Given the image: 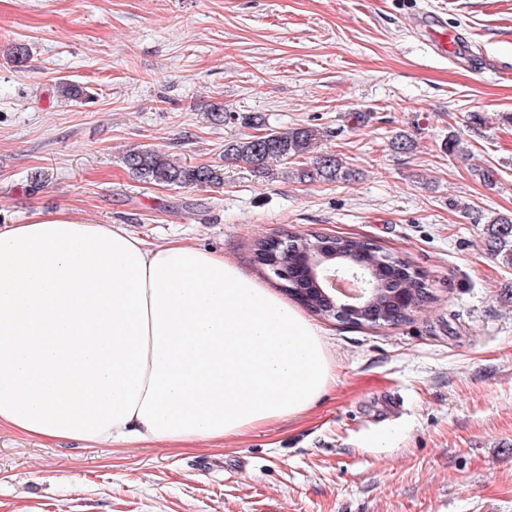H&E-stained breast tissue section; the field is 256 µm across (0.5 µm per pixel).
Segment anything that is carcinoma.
<instances>
[{"label":"carcinoma","instance_id":"1","mask_svg":"<svg viewBox=\"0 0 512 512\" xmlns=\"http://www.w3.org/2000/svg\"><path fill=\"white\" fill-rule=\"evenodd\" d=\"M57 91L67 100L77 102L86 97L83 86L63 80ZM324 132L309 125L291 127L286 131L269 130L263 137L246 134L224 144V161L244 163L254 171L268 170L272 161L283 165L292 159L311 157V164L289 169L287 173L301 181L332 183L355 176V171L346 167V162L334 153L316 151ZM124 166L145 183L166 186L203 187L221 180L216 170L209 166H183L170 156L153 148H135L122 157ZM321 235L288 236V266L290 269L306 266L311 244ZM336 250L347 254L349 260L370 265L377 276V292L370 310L361 321L371 327H385L406 321L427 300V289L421 278L407 276L400 269V259L382 254L374 245L350 237H334ZM486 245L500 263L512 268V214H496L486 225ZM294 288L306 289V305L321 315L326 303L313 291L305 276L290 281Z\"/></svg>","mask_w":512,"mask_h":512}]
</instances>
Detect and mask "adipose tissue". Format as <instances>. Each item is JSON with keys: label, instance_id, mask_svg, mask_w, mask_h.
I'll list each match as a JSON object with an SVG mask.
<instances>
[{"label": "adipose tissue", "instance_id": "adipose-tissue-1", "mask_svg": "<svg viewBox=\"0 0 512 512\" xmlns=\"http://www.w3.org/2000/svg\"><path fill=\"white\" fill-rule=\"evenodd\" d=\"M333 381L315 325L221 254L77 214L0 225V428L221 442L307 410Z\"/></svg>", "mask_w": 512, "mask_h": 512}]
</instances>
